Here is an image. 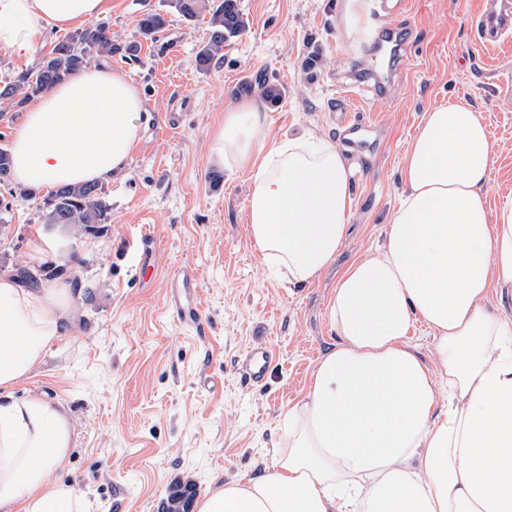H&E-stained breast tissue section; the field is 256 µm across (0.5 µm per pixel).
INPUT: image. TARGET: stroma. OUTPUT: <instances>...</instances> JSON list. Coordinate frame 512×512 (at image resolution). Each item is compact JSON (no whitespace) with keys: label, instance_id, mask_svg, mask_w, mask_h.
<instances>
[{"label":"stroma","instance_id":"35a3bbf8","mask_svg":"<svg viewBox=\"0 0 512 512\" xmlns=\"http://www.w3.org/2000/svg\"><path fill=\"white\" fill-rule=\"evenodd\" d=\"M408 2L398 19L410 56L391 75L382 54L361 55L360 38L346 35L338 0H237L246 27L207 70L195 64L206 19L172 14L145 39L137 21L162 0H112L104 22L114 41L138 42L140 52L108 62L137 85L144 110L125 177L102 186L109 223L77 233L45 223L48 192L0 185V272L36 288L69 281L81 289L75 335L60 339L18 391L46 394L72 414L75 448L61 476L84 493L86 512H163L177 481L201 495L287 445L284 415L336 340L328 315L336 283L381 242L424 112L451 97L470 102L494 143L489 206L512 193V53H477L481 0ZM361 68L387 74L386 94L359 87L358 110H342L338 96ZM243 97L265 111L270 138L309 132L338 143L356 174L350 232L312 283L272 274L248 233L249 173L212 155L215 127ZM348 121L366 135L351 141ZM184 267L197 276L200 329L169 306L170 282ZM259 345L277 357L256 386L239 362Z\"/></svg>","mask_w":512,"mask_h":512}]
</instances>
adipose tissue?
<instances>
[{
  "label": "adipose tissue",
  "instance_id": "ef3b65f1",
  "mask_svg": "<svg viewBox=\"0 0 512 512\" xmlns=\"http://www.w3.org/2000/svg\"><path fill=\"white\" fill-rule=\"evenodd\" d=\"M111 0H0V51L33 55L50 29L99 19ZM144 109L136 85L90 66L31 99L10 144L26 190L125 174ZM250 98L224 113L214 153L247 171L248 230L264 261L308 283L346 238L354 208L340 147L311 134L269 140ZM494 148L464 99L425 112L403 156V192L373 256L340 276L336 342L285 415L288 445L196 512H512V196L487 203ZM78 289L0 274V512H83L58 472L75 446L68 408L17 388L75 333ZM432 333L433 362L408 336Z\"/></svg>",
  "mask_w": 512,
  "mask_h": 512
}]
</instances>
